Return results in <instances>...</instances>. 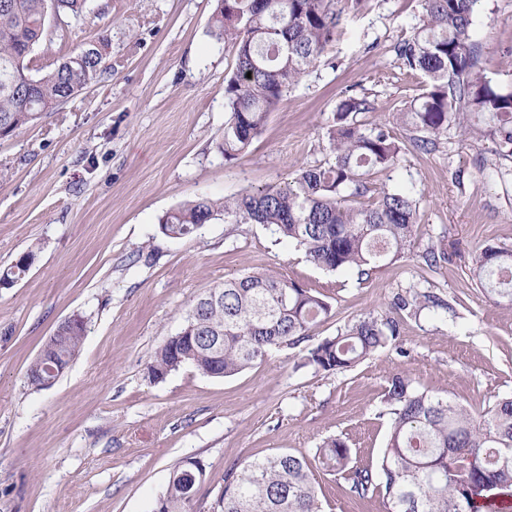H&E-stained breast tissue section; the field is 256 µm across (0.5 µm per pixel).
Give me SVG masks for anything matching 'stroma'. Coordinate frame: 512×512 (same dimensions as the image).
I'll return each instance as SVG.
<instances>
[{
  "instance_id": "1",
  "label": "stroma",
  "mask_w": 512,
  "mask_h": 512,
  "mask_svg": "<svg viewBox=\"0 0 512 512\" xmlns=\"http://www.w3.org/2000/svg\"><path fill=\"white\" fill-rule=\"evenodd\" d=\"M215 0H89L80 27L48 19L27 58L32 74L107 40L112 71L35 125L0 138V271L32 245L27 275L0 288V512H151L173 468L200 458L195 504L209 512L225 472L288 451L313 455L345 440L357 467L376 465L390 427L386 380L401 373L470 411L512 395V305L472 279L479 248L512 249V158L487 137L453 127L431 152L406 146L373 189L419 200L413 247L366 280L307 263L257 224L216 219L187 238L161 218L198 195L233 197L332 162L327 139L339 103L405 138L398 118L420 89L394 44L419 23L418 0H367L344 12L318 66L284 96L247 154L228 161L224 78L232 55L209 35ZM492 84L512 90V0H479L470 28ZM441 249L428 271L421 255ZM270 269L325 295L333 317L315 340L350 320L389 312L395 295L437 294L444 308L399 314L400 335L343 372L299 366L304 347L272 353L235 376L185 366L153 383L145 366L180 332L192 298L224 278ZM86 324L79 354L49 387L26 371L68 319ZM323 512H383L378 497L322 483Z\"/></svg>"
}]
</instances>
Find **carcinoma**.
<instances>
[{"instance_id":"carcinoma-1","label":"carcinoma","mask_w":512,"mask_h":512,"mask_svg":"<svg viewBox=\"0 0 512 512\" xmlns=\"http://www.w3.org/2000/svg\"><path fill=\"white\" fill-rule=\"evenodd\" d=\"M211 36L230 49L233 67L224 79L227 119L218 151L225 160L244 155L289 89L308 76L332 41L347 9L366 0H215ZM478 0H420L413 34L394 52L407 71L426 77L424 91L402 112L413 146L430 151L455 125L489 136L498 153L512 156V92L494 86L470 42ZM88 0H0V136L35 124L78 92L100 82L110 67L98 55L83 63L65 58L33 76L26 59L44 37L48 15L78 22ZM366 97L341 101L328 129L333 162L302 168L291 181L236 197L198 196L160 221L171 238L192 236L224 217L227 224H260L293 242L306 261L327 270L351 269L361 277L398 259L417 231V201L386 189L370 195L374 170H394L402 147L379 127L362 128L356 117L370 112ZM473 275L484 290L512 304V250L482 248ZM445 306L437 296H396L392 309L417 315ZM333 315L321 293L270 270L224 280L191 302L181 333L170 336L146 364L151 382L190 366L226 378L263 362L274 349L295 348ZM84 323L48 338L26 371L28 385L44 388V365L57 372L78 353ZM399 322L364 316L327 337L301 357L302 364L342 372L395 343ZM385 400L393 415L379 465H351V449L328 438L313 458L288 452L229 469L211 512H322L317 475L340 477L360 499L378 496L386 512H512V395L472 413L394 374ZM201 484L205 470L188 457L171 472L152 512H192L189 475Z\"/></svg>"}]
</instances>
